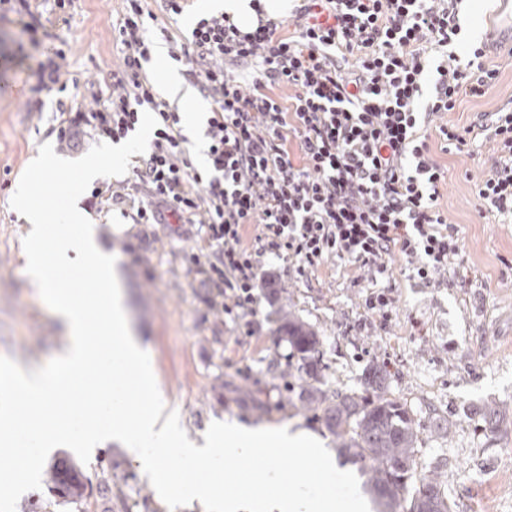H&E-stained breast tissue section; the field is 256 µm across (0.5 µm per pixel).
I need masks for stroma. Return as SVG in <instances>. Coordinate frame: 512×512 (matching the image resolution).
Segmentation results:
<instances>
[{
	"label": "stroma",
	"instance_id": "stroma-1",
	"mask_svg": "<svg viewBox=\"0 0 512 512\" xmlns=\"http://www.w3.org/2000/svg\"><path fill=\"white\" fill-rule=\"evenodd\" d=\"M39 21L25 29L20 16L0 15V356L20 365H42L55 357L63 336L39 291L23 274L21 257L28 225L11 206L15 186L42 144L76 159L86 143L61 148L51 130L61 107H89L93 95H108L111 73L122 63L112 25L123 0H36ZM64 45V70L72 80L61 97L35 106L30 88L42 48ZM497 85L485 96L467 98L445 122L458 127L512 99V57L491 49ZM448 169L439 203L464 243L465 269L425 287L394 261L398 301L387 328L363 309V290L343 262L328 259L306 277L287 262L267 259L276 272L275 292L260 289L253 335L206 303L207 289L185 257L197 246L191 224H136L133 173L112 178L124 203L105 201L88 211L101 250L115 259L126 288L133 328L148 349L158 384L178 407L186 432L198 437L217 420L248 425H291L336 446L301 391L307 375L277 333L278 320L292 310L321 339L327 387L363 392L374 366L390 361L383 392L405 404L418 424L417 461L448 496L452 512H512V222L482 210L474 184L491 169L492 142L476 139L463 152L439 151ZM448 436H441L444 424ZM104 454L134 472L125 493L132 512H165L140 466L118 442Z\"/></svg>",
	"mask_w": 512,
	"mask_h": 512
}]
</instances>
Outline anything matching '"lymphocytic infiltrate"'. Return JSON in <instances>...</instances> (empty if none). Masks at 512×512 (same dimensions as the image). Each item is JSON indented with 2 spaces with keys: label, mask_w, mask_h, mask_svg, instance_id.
Instances as JSON below:
<instances>
[{
  "label": "lymphocytic infiltrate",
  "mask_w": 512,
  "mask_h": 512,
  "mask_svg": "<svg viewBox=\"0 0 512 512\" xmlns=\"http://www.w3.org/2000/svg\"><path fill=\"white\" fill-rule=\"evenodd\" d=\"M124 2L112 27L123 64L111 93L95 97L94 109L61 111L56 137L117 143L152 111V147L132 162L147 196L134 221L199 225L200 249L188 262L211 290L210 308L253 335L258 291L276 285L263 258L288 261L302 276L334 258L349 265L367 313L385 326L397 302L393 257L425 286L460 271L462 240L439 204L448 170L423 130L499 78L482 44L460 46L462 0H299L288 35L271 20L243 33L223 14L200 18L184 40L160 28L170 58L212 102L202 171L180 113L143 74L152 40L142 0ZM243 66L254 71L251 85L239 79ZM278 87L292 89L290 105ZM438 133L444 152L492 139L498 158L475 195L512 217V106Z\"/></svg>",
  "instance_id": "f902f5d3"
}]
</instances>
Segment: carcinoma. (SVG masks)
Segmentation results:
<instances>
[{
  "label": "carcinoma",
  "instance_id": "carcinoma-1",
  "mask_svg": "<svg viewBox=\"0 0 512 512\" xmlns=\"http://www.w3.org/2000/svg\"><path fill=\"white\" fill-rule=\"evenodd\" d=\"M279 334L301 361L312 382L304 387L307 404L322 412V421L336 436V447L366 465L371 492L382 512H452L448 496L438 481L417 466L418 430L405 404L376 395L368 401L356 392L322 388L320 337L291 311L280 318ZM127 478L101 467L97 484L87 479L80 467L68 460L56 462L47 472L46 496L36 497V509L44 512L53 503L67 512H88L89 500L97 496L121 503L130 512L122 487Z\"/></svg>",
  "mask_w": 512,
  "mask_h": 512
}]
</instances>
